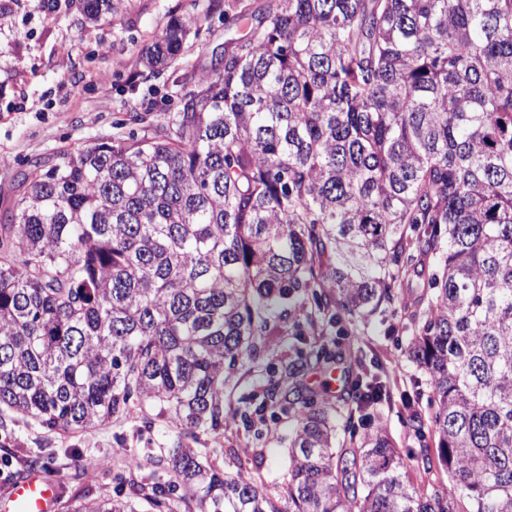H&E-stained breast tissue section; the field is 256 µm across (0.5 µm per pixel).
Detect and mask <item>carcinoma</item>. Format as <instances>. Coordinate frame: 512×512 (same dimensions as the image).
Listing matches in <instances>:
<instances>
[{"instance_id":"carcinoma-1","label":"carcinoma","mask_w":512,"mask_h":512,"mask_svg":"<svg viewBox=\"0 0 512 512\" xmlns=\"http://www.w3.org/2000/svg\"><path fill=\"white\" fill-rule=\"evenodd\" d=\"M86 20L123 0H81ZM255 20L177 112L32 164L0 224V407L47 432L131 419L180 432L148 487L67 512H512V0H237ZM175 15L140 62L180 56ZM434 260L408 358L433 385L448 487L419 492L378 427L288 376L286 496L208 465L224 370L278 310L348 334ZM380 382L347 392L373 417Z\"/></svg>"}]
</instances>
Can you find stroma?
<instances>
[{
	"label": "stroma",
	"mask_w": 512,
	"mask_h": 512,
	"mask_svg": "<svg viewBox=\"0 0 512 512\" xmlns=\"http://www.w3.org/2000/svg\"><path fill=\"white\" fill-rule=\"evenodd\" d=\"M213 0H124L116 20L85 21L79 0H8L0 12V223L13 212L17 183L36 159L88 145L107 135L147 130L176 112L182 93L222 66L224 44L246 34L243 26H225ZM199 18L179 63L151 76L137 55L160 36L172 15ZM429 296L416 284L397 289L394 300L371 320L356 322L350 335L310 327L306 314L281 315L273 335L259 337L251 356L227 372L224 428L219 437L200 435L195 445L210 451L213 466L251 480L267 494L286 490L291 421L279 402L270 401L271 381L287 375L288 365L315 341L332 347L336 370L346 384L379 378L387 401L371 424L382 427L409 457L408 475L421 490L448 484L439 464L424 468L423 448L431 432L415 435L411 414L428 419L433 397L430 378L405 354L423 321ZM253 407L250 421L239 410ZM178 435L175 419L146 409L143 418L114 421L78 434H51L0 411V459L11 466L0 477V499L16 479L22 460L42 452L49 469L64 475L67 493L87 489L89 497L113 492L119 482L148 481L159 470L160 449ZM138 467H130V459ZM92 462L93 483L79 476L78 460Z\"/></svg>",
	"instance_id": "obj_1"
}]
</instances>
